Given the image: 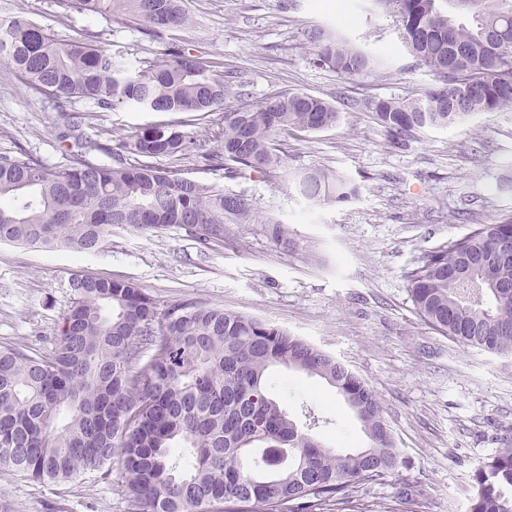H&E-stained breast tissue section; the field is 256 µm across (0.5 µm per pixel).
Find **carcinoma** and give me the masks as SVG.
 <instances>
[{
    "label": "carcinoma",
    "mask_w": 512,
    "mask_h": 512,
    "mask_svg": "<svg viewBox=\"0 0 512 512\" xmlns=\"http://www.w3.org/2000/svg\"><path fill=\"white\" fill-rule=\"evenodd\" d=\"M394 12L410 55L435 77L419 98L371 102L391 145L425 129L512 109V0H374ZM96 16L122 14L155 35L185 29L184 0H57ZM493 25L491 48L482 29ZM313 64L351 79L385 68L378 52L326 27L307 31ZM0 61L26 86L83 98L102 110L129 103L152 112L224 108L220 145L205 153L224 178L271 176L284 167L280 138L337 126L334 103L304 92L258 101L187 48L133 66L85 40H61L28 19L0 23ZM239 104L227 107L230 95ZM197 144L174 125L148 126L95 146L111 163L86 159L49 167L26 151L0 155V243L93 253L114 224L140 231L183 226L203 248L224 242L226 225L252 224L241 194L163 168L155 159ZM312 206L348 200L344 176L313 167L292 178ZM272 243L295 252L288 228L264 220ZM414 309L435 332L512 356V218L475 221L407 275ZM74 301L48 355L0 348V474L67 484L117 464L130 512H345L357 485L385 478L400 455L380 401L361 377L288 331L243 312L196 301L159 311L133 281L75 275ZM273 366L318 376L348 404L367 445L347 452L301 428L267 391ZM262 448L261 456L254 449ZM470 512H512V439L473 474Z\"/></svg>",
    "instance_id": "cac0c4a2"
}]
</instances>
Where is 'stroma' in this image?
Returning <instances> with one entry per match:
<instances>
[{
  "label": "stroma",
  "instance_id": "obj_1",
  "mask_svg": "<svg viewBox=\"0 0 512 512\" xmlns=\"http://www.w3.org/2000/svg\"><path fill=\"white\" fill-rule=\"evenodd\" d=\"M185 7L188 29L154 37L121 16L89 18L55 0H0V19L27 17L59 38L94 42L133 64L167 58L179 44L219 70H238L251 100L306 92L333 102L342 123L286 138L285 176L228 183L204 160L218 146L220 113L140 112L124 104L101 110L30 90L0 64V154L24 149L46 164H65L75 127L95 144L88 158L102 163L100 148L112 140L176 125L201 148L162 159V166L227 183L259 216L286 224L299 250L276 248L260 224L230 225L223 244L208 249L180 227L139 232L126 224L114 225L92 254L0 244V347L51 353L76 273L136 282L162 309L193 300L249 313L329 353L380 396L401 463L357 487V512L393 503L408 485L415 490L411 512H469L474 470L512 431V357L429 329L413 309L407 274L469 233L472 220L512 217V110L428 130L395 148L375 123L371 100L419 96L434 77L405 50L392 13L371 0L343 18L334 0H185ZM319 24L341 27L356 45L387 56L390 71L346 80L313 65L306 33ZM313 166L344 175L355 194L309 206L288 177ZM268 384L298 424L318 418L314 433L327 445L349 452L365 446L355 414L324 379L276 366ZM0 512H127V502L114 468L65 485L0 475Z\"/></svg>",
  "mask_w": 512,
  "mask_h": 512
}]
</instances>
